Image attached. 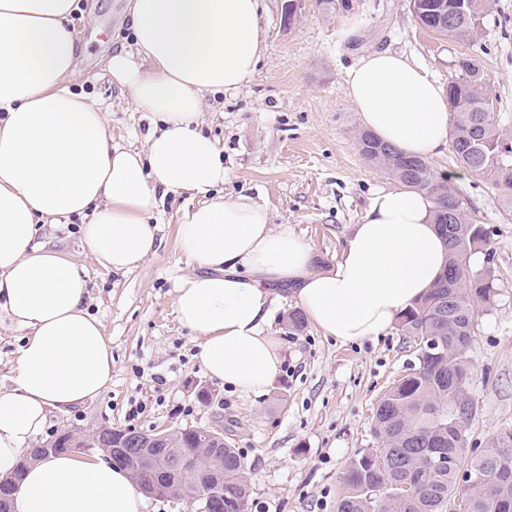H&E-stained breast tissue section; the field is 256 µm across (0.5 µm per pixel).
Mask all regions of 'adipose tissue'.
<instances>
[{"label":"adipose tissue","instance_id":"1","mask_svg":"<svg viewBox=\"0 0 512 512\" xmlns=\"http://www.w3.org/2000/svg\"><path fill=\"white\" fill-rule=\"evenodd\" d=\"M260 9V0H128L134 46L113 54L108 71L136 111L153 115L145 150L133 151L113 147L105 113L71 88L78 0H0V321L25 333L12 385L0 389V479L14 475L51 411L112 381V348L85 307L86 273L36 244L43 225L85 217L98 263L126 271L156 251L158 190L201 197L178 228L198 270L177 285L176 315L210 378L246 396L265 394L282 364L263 330L271 285L292 287L311 323L345 344L380 336L443 275L448 250L419 190L376 193L319 272L308 246L251 197L215 195L224 163L199 130L201 95L254 74L266 50ZM345 93L365 129L406 154L434 156L448 142L443 88L404 55L362 57ZM143 506L124 468L60 453L26 469L11 512Z\"/></svg>","mask_w":512,"mask_h":512}]
</instances>
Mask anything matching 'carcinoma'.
<instances>
[{
	"label": "carcinoma",
	"mask_w": 512,
	"mask_h": 512,
	"mask_svg": "<svg viewBox=\"0 0 512 512\" xmlns=\"http://www.w3.org/2000/svg\"><path fill=\"white\" fill-rule=\"evenodd\" d=\"M486 2L467 0L465 16L443 35L473 40ZM456 68L452 84L457 91L450 105L453 154L461 167L498 190L502 181L512 182V152L504 146L495 115L473 127L485 90L478 60L461 58ZM356 141L369 163L429 195L449 262L442 279L398 319L406 335L435 336L439 344L419 351L418 367L379 399L373 416L377 447L350 462L338 512H454L462 480L472 486L466 512H512V480H502L503 470H512V429L492 437L481 455L468 457L472 408L463 383L466 350L477 335L479 314L496 295L494 278L472 269L470 258L487 245V231L470 221L449 181L437 177L426 159L410 157L366 131ZM198 445L194 429L181 433L185 456H193ZM439 455L444 462L436 465ZM223 466L224 512H246V466L236 449H224Z\"/></svg>",
	"instance_id": "1"
}]
</instances>
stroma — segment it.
<instances>
[{
	"label": "stroma",
	"mask_w": 512,
	"mask_h": 512,
	"mask_svg": "<svg viewBox=\"0 0 512 512\" xmlns=\"http://www.w3.org/2000/svg\"><path fill=\"white\" fill-rule=\"evenodd\" d=\"M286 3L263 0L265 56L238 90L205 94L201 129L224 154L219 194L248 195L266 207L271 224L290 225L308 244L317 267L335 263L373 194L395 185L360 154V117L344 94L346 71L367 53L406 55L443 85L455 77L461 54L478 58L512 146V0H489L478 35L467 44L422 29L408 0H297L289 23ZM73 27L81 74L75 91L105 108L113 144L144 149L150 117L134 110L105 67L113 50L131 42L126 0H80ZM430 163L450 181L468 218L488 232L471 266L493 271L497 295L479 315L466 352L471 447L478 452L512 428V214L488 180L458 166L451 148ZM196 203L187 191L166 194L159 246L129 272L98 264L83 240L81 218L43 227L38 240L46 251L88 271L87 306L112 346V382L97 399L52 412L37 442L101 425L146 433L220 425L245 461L248 512H337L351 459L376 445L375 406L417 366V345L396 325L346 344L309 323L289 329L296 304L285 292L265 327L283 353L269 393L247 397L211 380L175 314L177 282L195 270L177 229L183 211ZM203 385L212 392L206 401L196 394Z\"/></svg>",
	"instance_id": "1"
}]
</instances>
